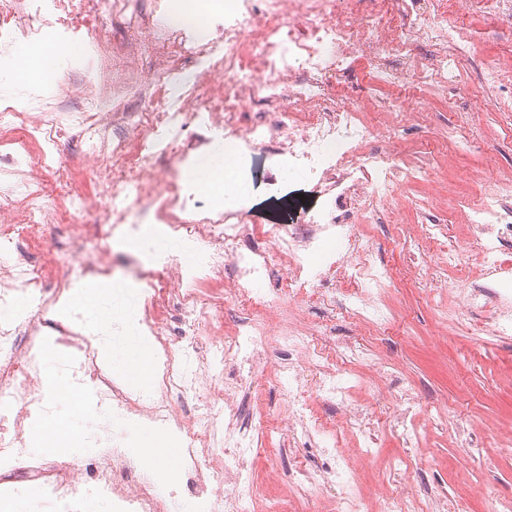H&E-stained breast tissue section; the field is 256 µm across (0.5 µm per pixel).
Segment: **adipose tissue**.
Returning <instances> with one entry per match:
<instances>
[{
	"instance_id": "1",
	"label": "adipose tissue",
	"mask_w": 512,
	"mask_h": 512,
	"mask_svg": "<svg viewBox=\"0 0 512 512\" xmlns=\"http://www.w3.org/2000/svg\"><path fill=\"white\" fill-rule=\"evenodd\" d=\"M51 49L42 41L31 38L17 52L7 79L12 83L35 88L40 86L48 71ZM82 328L97 339L102 355L112 364L129 369L134 379H142L149 370L146 350L139 339L140 327L134 317L136 301L120 285L104 284L91 287L80 303ZM125 313L120 327H113L112 315Z\"/></svg>"
}]
</instances>
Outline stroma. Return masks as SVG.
Returning a JSON list of instances; mask_svg holds the SVG:
<instances>
[{
    "instance_id": "stroma-1",
    "label": "stroma",
    "mask_w": 512,
    "mask_h": 512,
    "mask_svg": "<svg viewBox=\"0 0 512 512\" xmlns=\"http://www.w3.org/2000/svg\"><path fill=\"white\" fill-rule=\"evenodd\" d=\"M117 28L112 20L111 0H96L87 14L85 27L72 36L70 53H56L50 77L43 85V95L63 106L93 111L97 103L85 87L106 79L112 83L115 100H123L129 87L140 88L145 105L156 104L158 97L151 80V62L155 56L152 33L136 32L128 37L123 51L115 59H104L102 72L82 70V56L91 40L115 42ZM436 112L431 126L407 141V152L417 160L445 155L448 127L467 121L477 141L496 140L498 152L485 156L467 151L451 158L446 174L405 190L410 204L396 215L391 224H364L362 233L373 237L382 260L393 267L396 281L388 292V303L397 317L394 335L373 338L372 345L382 357L395 364L396 375L409 379L416 387L421 405L447 401L448 419L438 427H430L426 416H418L417 426L424 432L412 452H405L396 435L385 424H377L376 453L371 461V481L361 485L363 498L371 500L389 490L390 462L403 454L411 461L404 465L402 483L420 503H428L430 495L446 492L452 497L455 512H488L489 497H512V441L498 439L496 429L512 426V335L492 337L480 334L471 320L460 318L441 321L438 314V288L451 283L464 287L475 280L480 255H473L461 271H444L428 264L419 268L410 262L411 252L404 237L407 227L419 223L415 201L429 195H453L466 198L475 191V183L467 180L470 171L486 175L512 173V125H507L493 106L476 107L468 117H460L448 108V101L431 94ZM12 105L17 115L11 123L0 121V152L9 151L10 140L21 136L34 112L40 111L33 90L10 85L0 79V103ZM58 152L67 160L63 176L46 175L45 202L61 207L69 201L70 190L90 191L104 157L83 156L73 139H63ZM248 220L258 228L271 224L300 223L308 208L318 201L313 178L284 181L281 173L270 165H256L248 175ZM90 254L106 252L109 268L105 281L124 282L144 261L141 248L125 245L123 238L87 239L81 244ZM453 335L452 344L439 342L441 333ZM477 427L483 434L479 453L469 455L455 448L451 436L456 424ZM112 434L104 449L145 448L159 456H174L180 451L176 437L157 432L149 423L125 424L111 421ZM292 447L280 446L275 457L259 456L252 465L260 497L255 512H265L269 500L287 491L286 486L267 481L269 467L288 470L293 462ZM480 485L483 493L471 495L469 485Z\"/></svg>"
}]
</instances>
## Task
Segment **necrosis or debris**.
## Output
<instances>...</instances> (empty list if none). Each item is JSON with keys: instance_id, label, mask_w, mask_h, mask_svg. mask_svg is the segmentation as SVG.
Returning <instances> with one entry per match:
<instances>
[{"instance_id": "1", "label": "necrosis or debris", "mask_w": 512, "mask_h": 512, "mask_svg": "<svg viewBox=\"0 0 512 512\" xmlns=\"http://www.w3.org/2000/svg\"><path fill=\"white\" fill-rule=\"evenodd\" d=\"M18 0H0V47H11L19 31L37 38L62 39L77 28L89 0H28L27 23L15 20ZM512 17V0H213L205 39L186 0H155L142 10L137 0H112V18L132 30L152 28L157 51L153 83L162 93L155 107L114 111L101 100L97 112L42 110L29 135L48 143L73 133L82 150L105 155L96 173L98 197L107 200L103 223L72 226L66 211L43 205L45 185L33 177L22 186L23 208L0 219V255L9 254L16 231L35 235L53 224L77 237L116 234L149 240L158 234L179 240L195 252L193 268H182L169 252L151 254L149 268L131 281L146 312L142 323L163 358L149 399L132 395L100 367L89 338L77 329L80 313L50 322L49 354L24 346V306L54 307L72 284L73 263L100 273L102 257L74 251L72 261L44 276L24 260L0 265V512L17 487L42 499L46 512H83L88 498L106 499L112 512H171L174 492L144 479L123 451L103 452L93 462L94 478H82L76 460L36 453L26 428L53 401L43 391V375L56 363L66 366L74 391H89L101 416L149 421L157 430L179 434L182 459L189 465L185 486L198 512H249L258 494L249 461L269 453L265 435L289 440L297 432L315 435L332 463L321 473L295 459L283 479L303 512H412L408 492L392 490L364 508L361 476L371 455L375 424L353 398L364 371L377 378L393 365L372 348L339 345L326 326H312L299 315L276 318L283 301L319 303L343 321L372 336H384L396 322L387 292L396 279L383 263L363 224H387L399 213L403 189L438 170L437 161L408 160L401 143L425 123V98L389 103L387 122L368 119L369 97L353 91V77L366 66L386 87L421 84L454 87L462 67L474 74L477 98L500 112H512V64L477 55L478 25ZM220 77L221 87L208 86ZM224 141V156L235 171L264 160L289 178L314 176L323 202L302 223L273 224L260 231L247 219L244 182L225 189L224 204L208 208L192 192V163L199 149ZM159 166L147 170L150 161ZM155 205L152 224L140 220ZM196 219L183 217L188 208ZM423 221L412 240L420 262L451 271L465 267L471 251L483 265L477 281L455 289L456 305L467 316H484L489 336L512 334V177L482 182L465 203L472 233L470 248L442 242L450 205L423 204ZM224 272L223 290H209L213 274ZM270 287L257 289L259 280ZM181 311V328L171 335L160 315L169 303ZM238 322L231 335L218 329L228 309ZM280 353L266 377L288 397V418L255 413L257 428L241 432L242 386L254 385L258 366ZM397 394L383 401L391 431L404 444H417L414 386L401 381ZM335 407L334 423L323 422L312 401ZM346 428L352 445L338 443ZM330 491L328 503L310 496Z\"/></svg>"}]
</instances>
